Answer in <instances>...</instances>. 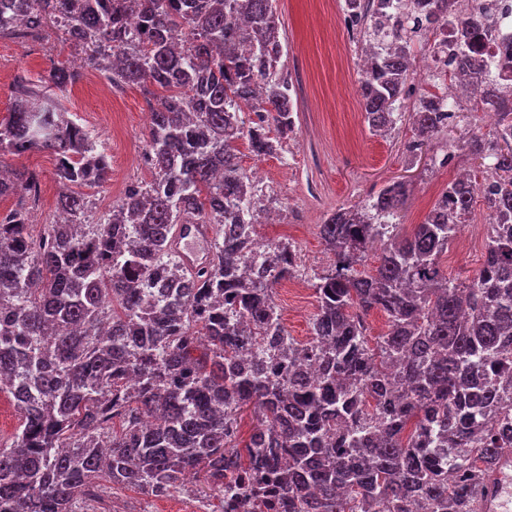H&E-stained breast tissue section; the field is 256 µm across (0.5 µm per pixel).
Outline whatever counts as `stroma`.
<instances>
[{
  "mask_svg": "<svg viewBox=\"0 0 512 512\" xmlns=\"http://www.w3.org/2000/svg\"><path fill=\"white\" fill-rule=\"evenodd\" d=\"M342 4L343 0H277L286 45L283 62L295 86V130L284 139L281 153L264 158L255 157L247 141L237 143L246 174L260 168L275 176L273 183L263 186L262 196L279 218L274 222L259 218L255 230L260 241L286 240L297 251L300 289L291 294L275 287L274 300L289 335L302 344L312 339L318 305L314 278L334 260L319 234L326 215L339 207L362 205L387 184L402 181L410 194L401 222L404 231H411L457 172L474 166L466 156L459 157L457 164L439 166L434 164V156L443 155L471 134L493 132L492 127L479 122L476 113L465 111L460 113L456 127L429 141L415 159H407L403 145L414 134L412 103L407 100L400 109L397 133L387 137L371 134L362 116L361 45L344 22ZM78 55V50L54 29L37 44L0 38V119L10 110L11 87L17 74L23 72L35 79L54 65H72ZM60 100L71 119L97 136L111 158L109 180L89 192L92 213L97 216L118 204L128 185L152 176L143 159L149 131L142 119L149 109L147 97L137 86L111 90L100 72L83 76L61 94ZM0 164L36 172L41 192L32 208L54 213L59 181L52 152L8 153L0 156ZM486 222L482 204H475L466 227L441 257L440 267L449 278L468 280L482 265L486 237L472 235L471 228ZM104 499L124 502L128 512H187L195 501L207 512H224L221 497L202 482L194 483L189 494L153 497L109 489Z\"/></svg>",
  "mask_w": 512,
  "mask_h": 512,
  "instance_id": "1",
  "label": "stroma"
}]
</instances>
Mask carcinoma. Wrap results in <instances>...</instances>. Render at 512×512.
I'll list each match as a JSON object with an SVG mask.
<instances>
[{
  "label": "carcinoma",
  "instance_id": "cac0c4a2",
  "mask_svg": "<svg viewBox=\"0 0 512 512\" xmlns=\"http://www.w3.org/2000/svg\"><path fill=\"white\" fill-rule=\"evenodd\" d=\"M274 2L0 0V36L38 39L55 25L112 87H141L152 108V179L129 185L94 224L89 197L72 191L58 199L62 219L34 239L26 200L37 175L0 172V198L19 196L0 211V393L21 417L0 442V512H92L103 479L158 497L193 474L222 496L227 474L260 469L256 482L281 492L288 512H477L486 474L512 449V89L486 88L473 110L495 113V131L463 143L487 181L476 275L464 283L440 267L475 203L474 179L449 182L404 237L407 192L394 182L319 225L335 261L316 276L314 341L303 345L273 295L297 272L296 252L259 242L257 215L224 207L256 196L237 141L274 155L295 128ZM400 2L342 6L368 51L364 121L385 137L412 47L434 49ZM423 2L439 26L478 5ZM482 42L469 34L447 64L461 56L482 70ZM80 79L63 65L17 76L0 152L49 150L59 180L91 189L107 181L109 156L53 95ZM243 103L257 120H244ZM413 109L405 150L415 155L456 113L430 92ZM194 217L215 225L213 259L196 274L170 247L173 226ZM375 242L379 264L364 275ZM253 248L265 253L259 274L242 264ZM373 310L388 320L374 347ZM271 342L278 358L236 363ZM313 361L317 377L305 368ZM250 406L257 424L243 439Z\"/></svg>",
  "mask_w": 512,
  "mask_h": 512
}]
</instances>
